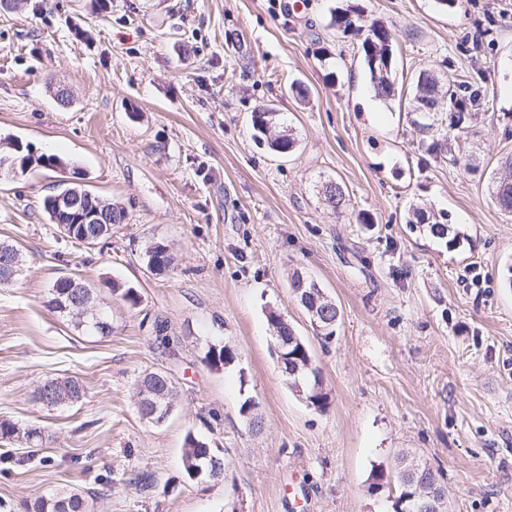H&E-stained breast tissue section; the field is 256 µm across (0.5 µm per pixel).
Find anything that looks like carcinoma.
<instances>
[{
    "mask_svg": "<svg viewBox=\"0 0 512 512\" xmlns=\"http://www.w3.org/2000/svg\"><path fill=\"white\" fill-rule=\"evenodd\" d=\"M334 23L338 27L349 29L356 28L365 33L362 42L364 52V61L369 73L370 89L374 92V97L386 101L395 96V81L391 77L390 70L382 68L374 62V59H383L391 53L390 37L383 27L375 24H369L366 20L359 17L352 19L348 14H337L334 16ZM457 84L454 81H448V103L453 107L454 112L450 113V126H457L472 117V113L465 111L466 103L477 102L478 94L470 96L469 101L457 97ZM11 155L8 157L0 156V166H8L11 171L26 170L40 166L44 168H56L61 165L59 158L53 155H36L31 150L24 149L21 142L14 140L10 142ZM502 168L505 174L496 177L492 182V196L500 209L508 214H512V156L507 157L502 162ZM324 190V200L334 210H339L345 197L343 187L335 181H328L322 185ZM79 193L83 195L82 202L86 209L98 213V217L104 226L110 227L114 224L122 223L125 218L124 210L116 205L91 195L87 190L78 184H73L62 191L60 194ZM44 208L48 214L51 223L57 225L59 229L73 242L92 246L100 241L110 237L105 233L90 241L84 240L81 234V225L77 220L61 212L56 211L55 196L51 195L44 201ZM411 224H419L429 229V232L443 238L447 236L449 227L439 221L430 222L426 220L423 213L419 210L412 211ZM144 262L147 268L160 274L166 271L171 263L172 257L167 249V245L156 242L152 244L144 253ZM292 292L299 293L302 297H307L309 306L305 310H310V306H317V312L325 319L332 320L336 318V303L330 299L322 288L313 280H309L302 275L295 273L290 280ZM74 289L68 287L65 281H56L53 284L49 300V305L56 312L70 318L75 328L86 332L89 335L107 337L112 334V323L96 309V303L92 302L89 307L93 311L84 315L73 303ZM274 320L277 335L288 338L289 345L282 350L283 356H291L298 363L299 371L288 376L290 384L301 393L308 405L317 409L326 405L327 393L323 388V380L320 371L313 366L310 351L307 344L298 336L294 328L287 320L277 314L271 315ZM205 359L213 366L225 367L236 359V353L227 345H208ZM168 373L162 370L146 372L139 377L137 384L147 386L146 393L152 400L159 404L160 408L174 410L177 402V390L174 381H164ZM53 387L54 405H64L72 403V399L82 398L85 395V388L82 382L76 377H56L48 379ZM0 439L8 441H17L31 447L39 446L42 440L41 430L37 427H22L9 420L0 421ZM184 470L188 477L196 475L201 477H212L213 472L224 475V452L218 448H212L203 439L188 434L184 448ZM422 479L430 484H435L436 489L441 486L436 484V478L433 471L425 464H418V471L415 477H410L407 471H399L398 479L401 485V492L396 501V512H407L411 509L407 498L413 493L412 479ZM36 512H87V503L85 498L77 492L54 493L40 499L36 504Z\"/></svg>",
    "mask_w": 512,
    "mask_h": 512,
    "instance_id": "cac0c4a2",
    "label": "carcinoma"
}]
</instances>
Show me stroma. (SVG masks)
Returning <instances> with one entry per match:
<instances>
[{
  "label": "stroma",
  "mask_w": 512,
  "mask_h": 512,
  "mask_svg": "<svg viewBox=\"0 0 512 512\" xmlns=\"http://www.w3.org/2000/svg\"><path fill=\"white\" fill-rule=\"evenodd\" d=\"M341 12L391 32V100L368 92L362 38L333 23ZM423 73L481 95L454 129L440 107L444 152L427 151L410 104ZM268 108L295 140L288 153L254 136ZM15 139L64 166L0 171V242L22 260L0 284V419L44 437L0 441L14 456L0 462L8 512L67 491L90 512H395L405 455L433 470L447 512H512V215L489 190L512 154V0H110L103 12L9 0L0 155ZM72 179L125 211L107 243L50 223L43 199ZM329 179L343 211L318 194ZM416 207L463 242L410 228ZM156 242L173 258L162 274L143 262ZM295 273L338 305L331 340L294 297ZM62 276L93 289L111 336L49 307ZM273 312L306 342L324 408L281 372ZM211 342L236 361L212 368ZM154 369L178 391L159 425L136 398ZM63 375L84 398L38 402ZM191 433L223 449V478L187 477Z\"/></svg>",
  "instance_id": "1"
}]
</instances>
